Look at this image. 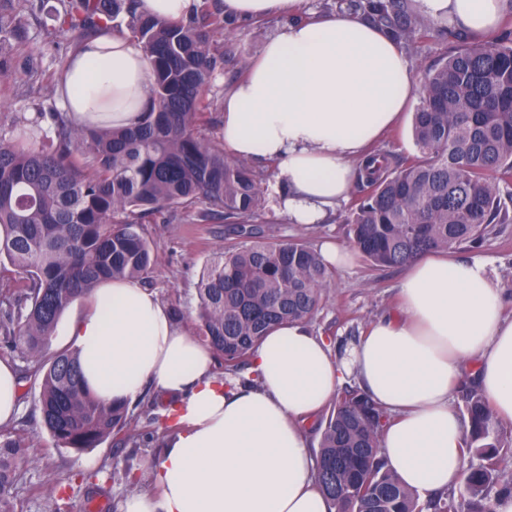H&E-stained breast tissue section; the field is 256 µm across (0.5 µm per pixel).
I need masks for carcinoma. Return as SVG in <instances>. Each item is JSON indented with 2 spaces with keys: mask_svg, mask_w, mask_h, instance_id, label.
Returning a JSON list of instances; mask_svg holds the SVG:
<instances>
[{
  "mask_svg": "<svg viewBox=\"0 0 512 512\" xmlns=\"http://www.w3.org/2000/svg\"><path fill=\"white\" fill-rule=\"evenodd\" d=\"M63 32L92 38L127 28L151 59L153 103L128 128L75 125L52 112L55 139L41 119L17 115L0 127V259L26 283L0 291V336L21 346L24 376L43 375L41 422L59 448L83 451L129 436L128 407L105 403L82 384L78 354L45 357L58 320L78 296L106 279L136 281L151 266L143 223L181 207L195 219H231L243 241L217 255L198 283L200 338L235 372L274 328L309 321L333 272L311 244L257 242L250 228L262 206L251 166L200 138L207 94L229 61L221 43L231 22L217 0H198L181 22L139 11L138 0H61ZM402 45L432 27L412 0H349ZM21 34V17L0 9V39ZM412 136L418 155L393 170L369 161L359 181L369 193L346 218L357 251L376 269L401 268L416 256L474 247L492 224H512V30L459 45L423 81ZM470 421L466 469L469 499L437 495L421 505L379 455L389 416L360 387L346 384L319 434L317 479L335 512H492L490 494L512 490L502 480L512 444L498 439V421L479 388L462 383ZM30 447L0 432V512H16L12 490Z\"/></svg>",
  "mask_w": 512,
  "mask_h": 512,
  "instance_id": "carcinoma-1",
  "label": "carcinoma"
}]
</instances>
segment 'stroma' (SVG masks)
Segmentation results:
<instances>
[{
    "instance_id": "obj_1",
    "label": "stroma",
    "mask_w": 512,
    "mask_h": 512,
    "mask_svg": "<svg viewBox=\"0 0 512 512\" xmlns=\"http://www.w3.org/2000/svg\"><path fill=\"white\" fill-rule=\"evenodd\" d=\"M60 6V0H46L41 11L25 15L21 37L0 51L6 71L0 77L2 126L17 113L30 115L36 107L60 105L61 70L81 44L80 38L59 35L56 11ZM281 25L277 18L234 23L229 47L237 58L250 61ZM461 39L458 33L434 32L409 47L416 76L445 59ZM260 172L264 206L258 226L281 239H302L314 245L325 239L347 243L351 201L338 204L324 223L293 224L275 208L276 197L287 187L278 182L274 166H262ZM145 232L152 253L151 290L170 310L180 312V322L190 334H197V284L212 258L237 243L230 221L197 224L191 212L172 208L147 224ZM454 255L460 260L488 261L493 277L512 293V224L491 226L480 247L458 249ZM401 276V270L374 269L360 253H353L348 265L335 269L311 327L329 340L334 353L344 354L365 327L392 306ZM20 391V411L9 430L25 438L34 458L22 465V478L13 491L17 512H114L123 498L141 490V477L163 449L164 397L148 389L130 407L136 442L120 445L109 438L98 447L75 452L56 447L40 426L36 412L40 379L22 380Z\"/></svg>"
}]
</instances>
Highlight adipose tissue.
Segmentation results:
<instances>
[{
    "instance_id": "obj_1",
    "label": "adipose tissue",
    "mask_w": 512,
    "mask_h": 512,
    "mask_svg": "<svg viewBox=\"0 0 512 512\" xmlns=\"http://www.w3.org/2000/svg\"><path fill=\"white\" fill-rule=\"evenodd\" d=\"M305 0H223L235 20L287 17L224 95L223 138L235 159L274 165L279 207L320 222L351 192L369 146L420 85L406 51L351 11ZM428 18L486 37L512 0H415ZM81 125L134 124L153 97L138 43L105 34L71 55L58 89ZM486 261L426 254L405 268L398 302L347 359L305 322L273 329L251 354V386L220 378L213 351L150 290L107 280L74 300L69 333L83 381L106 402L133 404L144 385L171 402V431L148 489L120 512H328L306 431L348 375L389 415L382 453L424 496L464 485L467 426L451 399L472 376L499 422L512 424V318Z\"/></svg>"
}]
</instances>
